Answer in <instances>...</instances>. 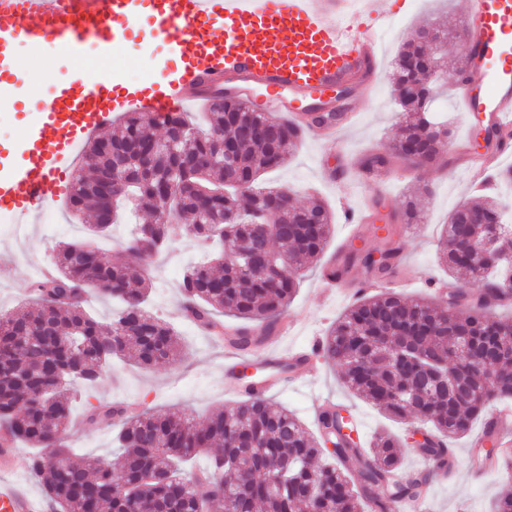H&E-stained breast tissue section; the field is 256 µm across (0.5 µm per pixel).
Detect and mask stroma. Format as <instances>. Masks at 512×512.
Instances as JSON below:
<instances>
[{
  "label": "stroma",
  "instance_id": "1",
  "mask_svg": "<svg viewBox=\"0 0 512 512\" xmlns=\"http://www.w3.org/2000/svg\"><path fill=\"white\" fill-rule=\"evenodd\" d=\"M465 4L466 0H380L381 8L391 12L393 23L381 38V70L373 94L368 101L358 103V121L345 133L344 155L330 153L317 140L305 135L283 167L267 171L261 177L262 182L290 189L299 202H306L309 194L314 193L329 205L334 216L332 237L326 247L330 253L344 242L350 229L349 210L375 204L389 211L397 210L417 179L429 181L434 193L425 203L421 223L412 230L401 231L398 236L401 249L417 275L416 281L401 289L400 294L411 299H431L443 307L447 306L448 297L440 293L439 288L448 283L449 277L437 262V241L450 210L476 196L466 161L471 119L461 112L456 100L454 73L445 75L446 92L438 96L436 102L439 117L448 122L453 132L444 165L419 177L413 169L397 163L382 184L361 181L360 165L367 155L383 152L396 135L399 107L392 95L391 76L401 44L420 26L447 15L459 18ZM169 53L167 43L150 37L148 23L142 19L135 24L129 38L108 57L102 70L119 73L124 82L139 83L164 69ZM13 68L16 91L12 97L0 101V146L8 148L19 147L27 120L48 104L53 86L82 71L78 60L60 57L54 49L43 48L36 52L25 46L16 51ZM341 173L356 181L353 193L347 197L335 183ZM56 214L64 229L54 234L48 231L41 217L33 223L18 225L13 232L0 229V311H12L30 302L29 284L38 277L39 265L49 264L57 242L83 239L84 223L79 216L73 215L64 204L57 208ZM185 254L197 261L203 257L192 241L184 240L153 263V272L166 273L167 282L165 287L153 288L150 298L152 311L174 325L182 336L180 361L151 369L114 364L94 390V403H139L146 408L188 410L200 422L213 408L236 404V397L224 393L223 342L211 339L183 314L178 292L181 276L173 272L172 267ZM348 305V300L325 288L320 266H313L302 277L287 308L295 329L285 338V345H312L319 336L326 334ZM321 393L330 394L344 414L361 418L363 442H371L382 431L401 437L405 448L403 471L430 476L431 491L421 512H491L499 493L512 490V477L498 471L485 475L472 471L471 443L481 432L482 421L472 424L469 436L453 442L455 472L453 477L441 479L433 474L431 465L422 464L418 459V451L406 435L405 423L390 419L350 392L339 379L338 366L326 362L318 365L314 379L289 385L283 392L273 395L271 402L293 411L311 429L315 426L313 400ZM121 425V420L116 419L108 427L71 430L69 436L78 453L115 459L119 450L114 445V436Z\"/></svg>",
  "mask_w": 512,
  "mask_h": 512
}]
</instances>
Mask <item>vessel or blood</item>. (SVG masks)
<instances>
[{"instance_id":"1","label":"vessel or blood","mask_w":512,"mask_h":512,"mask_svg":"<svg viewBox=\"0 0 512 512\" xmlns=\"http://www.w3.org/2000/svg\"><path fill=\"white\" fill-rule=\"evenodd\" d=\"M154 37L170 45L178 64L152 79L127 85L99 74L78 75L55 86L48 105L29 125L20 155L0 163V212L25 220L72 190V164L80 147L112 124L114 113L184 112L211 108L230 79L238 94L263 87L276 112L295 121L305 106L335 109V89L374 85L377 40L391 15L378 0H0V90L12 84L18 42L53 45L79 58L86 45L109 56L140 13ZM468 66L454 82L463 112L478 118L483 144L471 173L481 177L512 153V0H467L460 18ZM352 116L310 128L327 147L343 149ZM329 286L344 297L365 292L366 282L337 268ZM266 375L252 394L263 397L315 376L310 353L267 347ZM502 447L512 446V406L490 417ZM0 512H37L35 501L0 484Z\"/></svg>"}]
</instances>
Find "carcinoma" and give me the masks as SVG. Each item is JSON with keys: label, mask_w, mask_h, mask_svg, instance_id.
<instances>
[{"label": "carcinoma", "mask_w": 512, "mask_h": 512, "mask_svg": "<svg viewBox=\"0 0 512 512\" xmlns=\"http://www.w3.org/2000/svg\"><path fill=\"white\" fill-rule=\"evenodd\" d=\"M442 65L443 52H427L414 36L404 42L393 96L405 119L390 154L373 155L372 165L387 168L392 155L418 170L439 163L443 153L432 134L434 92L425 87L408 92L406 83L413 69ZM250 119L258 122L261 115L226 97L208 112L203 127L182 115L161 119L152 112H125L117 131L87 141L82 161L92 176L74 177L72 211L99 219L107 208L102 185L110 179L116 207L126 203L132 216L150 214L153 220L133 222L130 260L123 264L112 263L95 244L110 235L112 225H87L90 239L54 249L57 274L30 283L36 302L18 313H0V433L32 449L27 473L40 485L49 512H129L134 502L141 512H220L224 504L214 491L221 487L233 512H364L368 501L378 512H390L396 497L415 495L427 482L424 477L393 483L401 442L383 434L364 448L349 434L351 421L330 408L319 415L315 438L288 410L274 409L260 397L218 408L201 424L185 413L138 412L131 405L112 409L90 401L102 372L116 360L149 369L178 359V332L147 306L149 263L177 238L188 236L208 252L180 284L187 318L204 330L226 313L248 321L231 339L242 351L271 335L305 264L323 254L333 224L324 203L299 204L282 188L254 189L261 172L288 161L304 130L278 115L271 133L246 136L240 127ZM217 133L233 155H224ZM205 155L211 161L195 169L196 189L185 191L176 216H166L168 184L179 183L186 165ZM431 192L430 183L421 180L403 199L400 213L375 211L380 224L372 229L383 234L386 248L376 261L373 253L351 245L346 265L358 261L376 278L396 274L399 230L393 221L420 223L416 200ZM471 208L484 223L459 224L454 209L439 241V259L450 277L475 274L460 261L462 242H481L487 227L496 224L492 249L499 254L507 251L500 240L512 235V224L501 223L503 207L495 201ZM272 224L283 225L284 233L272 234ZM275 245L291 254L293 275L257 274ZM478 271L488 286L487 299L468 313L455 316L424 298L366 294L317 343V355L340 368L354 393L395 420L409 416L428 425L431 447L423 453L437 470L447 464L445 439L467 434L491 403L512 400V319L490 312L512 304V288L499 287L506 270L485 263ZM93 295L120 303L110 322L86 311ZM404 345L435 365L420 371L405 363ZM78 401L87 426L123 419L115 437L120 473L108 457H79L69 448L67 431ZM476 452L512 469V452L505 453L490 431ZM200 454L209 457L208 468L192 473L176 468ZM350 460L359 463L353 479L342 470Z\"/></svg>", "instance_id": "1"}]
</instances>
